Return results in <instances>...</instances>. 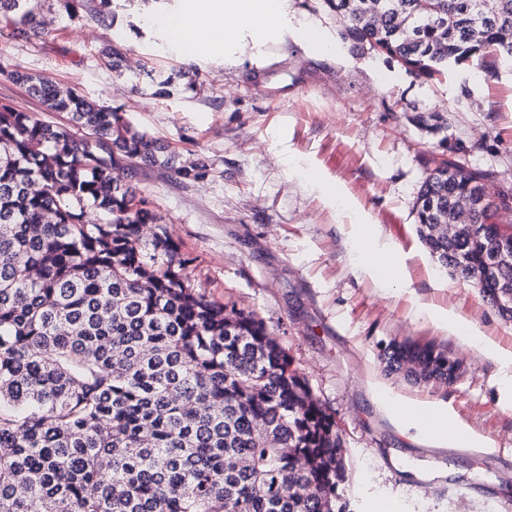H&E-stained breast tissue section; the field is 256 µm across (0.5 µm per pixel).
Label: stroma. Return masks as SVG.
<instances>
[{
	"label": "stroma",
	"mask_w": 512,
	"mask_h": 512,
	"mask_svg": "<svg viewBox=\"0 0 512 512\" xmlns=\"http://www.w3.org/2000/svg\"><path fill=\"white\" fill-rule=\"evenodd\" d=\"M179 6L113 0L107 28L56 14L43 0L48 32L28 42L0 23V104L65 122L10 77L16 69L39 74L121 108L182 159L205 164L198 180L140 165L132 183L189 257L194 285L263 318L335 420L347 465L338 494L349 512H374L383 497L397 498L401 512H512V387L502 385L496 361L413 315L418 303L454 309L512 350V321L435 264L413 209L446 144L463 147L470 169L491 172L495 191L512 194V66L489 54L436 80L409 73L339 42L322 0H288L290 32L265 46L268 64L246 53L228 65L187 45L162 48L144 15ZM305 22L335 42V55L294 37ZM108 44L126 56L120 70L99 60ZM169 74L179 77L175 93L153 96L151 76ZM417 115L436 116L438 131L416 125ZM292 164L340 184L372 216L405 266L408 288L388 294L355 272L348 212L326 206L316 188L290 175ZM406 340L458 359L456 382L415 385L385 374L384 351ZM383 393L452 413L487 447L422 445L387 414Z\"/></svg>",
	"instance_id": "stroma-1"
}]
</instances>
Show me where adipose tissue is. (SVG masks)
I'll use <instances>...</instances> for the list:
<instances>
[{"mask_svg":"<svg viewBox=\"0 0 512 512\" xmlns=\"http://www.w3.org/2000/svg\"><path fill=\"white\" fill-rule=\"evenodd\" d=\"M286 0H189L176 14L175 33L167 38L169 51H181L183 43L200 41L205 48L225 53L226 63H234L235 38L228 28L246 29L255 44L262 45L279 34L287 24ZM354 266L359 274L372 278L384 291L397 292L407 287L406 270L391 260V247L379 238L360 234L355 239ZM417 316L434 322L448 334L458 337L469 347L496 356L512 369V351L499 348L487 339L468 319L454 310L422 304ZM405 421L415 426L424 442L438 447H469L475 439L465 429L449 431L448 418L414 407L404 413Z\"/></svg>","mask_w":512,"mask_h":512,"instance_id":"1","label":"adipose tissue"}]
</instances>
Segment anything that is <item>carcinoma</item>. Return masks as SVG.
Segmentation results:
<instances>
[{
  "label": "carcinoma",
  "mask_w": 512,
  "mask_h": 512,
  "mask_svg": "<svg viewBox=\"0 0 512 512\" xmlns=\"http://www.w3.org/2000/svg\"><path fill=\"white\" fill-rule=\"evenodd\" d=\"M53 2L112 25V0ZM323 2L342 42L430 79L489 50L512 62V0ZM0 20L15 40L46 29L38 0H0ZM11 77L69 123L0 105V512H345L331 415L254 311L191 282L131 184L133 163L203 168L74 88ZM448 166L422 183L417 232L470 282L484 237L428 228L491 174ZM507 281L511 265L480 293L495 307Z\"/></svg>",
  "instance_id": "carcinoma-1"
}]
</instances>
